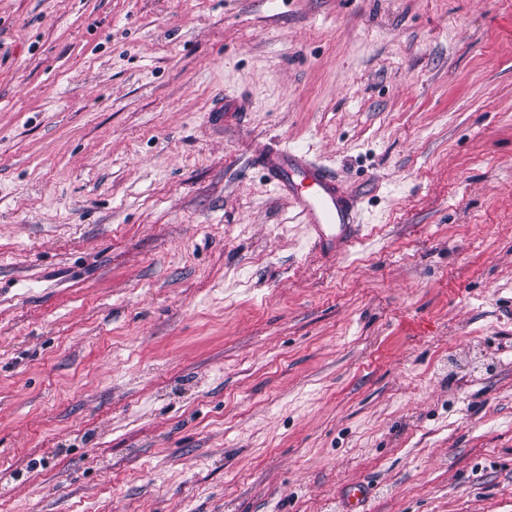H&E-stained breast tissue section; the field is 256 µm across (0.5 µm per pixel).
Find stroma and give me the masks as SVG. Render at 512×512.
I'll return each mask as SVG.
<instances>
[{
  "label": "stroma",
  "mask_w": 512,
  "mask_h": 512,
  "mask_svg": "<svg viewBox=\"0 0 512 512\" xmlns=\"http://www.w3.org/2000/svg\"><path fill=\"white\" fill-rule=\"evenodd\" d=\"M281 143L357 197L345 253ZM353 483L512 512V0H0V512ZM257 164L274 181L305 218L321 247L329 253L342 250L359 220L357 202L336 176L306 152L288 146L263 150ZM309 184L307 191L299 187Z\"/></svg>",
  "instance_id": "stroma-1"
}]
</instances>
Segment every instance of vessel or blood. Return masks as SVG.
Listing matches in <instances>:
<instances>
[{"mask_svg":"<svg viewBox=\"0 0 512 512\" xmlns=\"http://www.w3.org/2000/svg\"><path fill=\"white\" fill-rule=\"evenodd\" d=\"M256 162L291 198L321 247L340 252L356 228L359 212L335 175L306 152L285 146L263 150Z\"/></svg>","mask_w":512,"mask_h":512,"instance_id":"obj_1","label":"vessel or blood"}]
</instances>
